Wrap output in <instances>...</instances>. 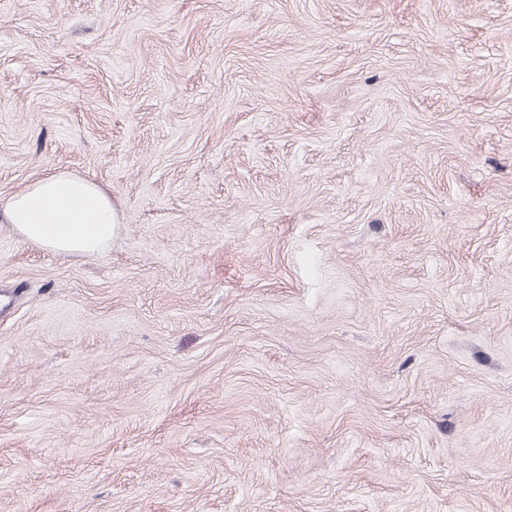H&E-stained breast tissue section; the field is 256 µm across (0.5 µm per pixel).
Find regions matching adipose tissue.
Masks as SVG:
<instances>
[{
	"mask_svg": "<svg viewBox=\"0 0 512 512\" xmlns=\"http://www.w3.org/2000/svg\"><path fill=\"white\" fill-rule=\"evenodd\" d=\"M120 222L111 195L95 181L57 172L0 204V223L50 251L92 254L112 243Z\"/></svg>",
	"mask_w": 512,
	"mask_h": 512,
	"instance_id": "1",
	"label": "adipose tissue"
}]
</instances>
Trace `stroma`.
Segmentation results:
<instances>
[{"mask_svg": "<svg viewBox=\"0 0 512 512\" xmlns=\"http://www.w3.org/2000/svg\"><path fill=\"white\" fill-rule=\"evenodd\" d=\"M0 512H512V0H0ZM0 223L52 252L92 254L112 244L120 217L103 187L62 171L33 181L0 204Z\"/></svg>", "mask_w": 512, "mask_h": 512, "instance_id": "35a3bbf8", "label": "stroma"}]
</instances>
